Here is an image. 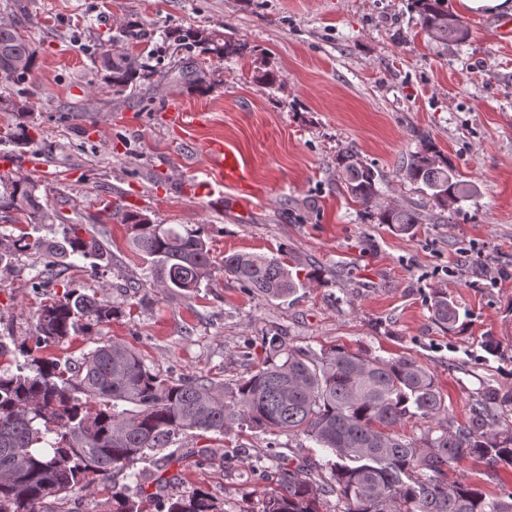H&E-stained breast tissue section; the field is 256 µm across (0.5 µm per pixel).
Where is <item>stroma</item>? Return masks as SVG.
<instances>
[{
  "label": "stroma",
  "mask_w": 512,
  "mask_h": 512,
  "mask_svg": "<svg viewBox=\"0 0 512 512\" xmlns=\"http://www.w3.org/2000/svg\"><path fill=\"white\" fill-rule=\"evenodd\" d=\"M441 6L467 22L466 43L430 41L410 0H0V23L36 51L31 79L0 81V156L11 159L0 175L32 177L47 215L30 224L0 211V232L50 242L80 224L112 252L107 265L73 257L44 290L34 286L42 255L1 264L0 336L11 349L29 346L39 307L75 290L118 314L45 356L79 358L102 336L135 347L151 372L229 385L263 361L266 336L282 333L316 352L413 357L434 374L454 424L490 391L496 418L512 426V40L494 27L512 0ZM129 24L142 33L131 47L121 36ZM189 28L247 52L185 48L177 37ZM125 48L149 72L117 87L99 56ZM267 70L275 84L260 81ZM173 100L201 116L179 134L166 124ZM22 125L26 145L10 138ZM423 133L478 188L452 211L402 176ZM214 138L245 158L251 194L187 195ZM347 148L377 171L382 201L420 209L424 222L398 232L355 201L336 166ZM128 213L200 230L213 261L206 287L186 296L154 286L129 244ZM235 252L278 255L321 276L296 301L265 302L225 280L224 257ZM437 288L462 328L434 321ZM272 440L233 428L217 454L186 458L166 495L201 491L222 512H260L278 476ZM450 475L491 496L512 490L505 465L464 459Z\"/></svg>",
  "instance_id": "1"
}]
</instances>
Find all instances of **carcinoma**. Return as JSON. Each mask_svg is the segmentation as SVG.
I'll list each match as a JSON object with an SVG mask.
<instances>
[{"label":"carcinoma","mask_w":512,"mask_h":512,"mask_svg":"<svg viewBox=\"0 0 512 512\" xmlns=\"http://www.w3.org/2000/svg\"><path fill=\"white\" fill-rule=\"evenodd\" d=\"M418 24L434 42L461 45L469 28L461 17L439 7L440 0H412ZM16 69L23 83L35 63V50L19 30L0 23V64ZM101 66L112 84L125 87L146 67L132 55L106 53ZM421 149L402 166L406 180L434 204L452 211L475 193L432 142L420 137ZM336 164L347 191L365 206L379 196L376 173L350 149ZM0 210L30 218L44 217L37 185L26 176L0 177ZM377 220L400 232L423 221L422 213L396 205L379 208ZM130 243L147 257L150 277L160 287L186 295L209 281V250L193 231L180 232L128 214ZM73 224L63 238L0 234V263L22 252L42 251L48 262L35 287L48 288L65 260L79 255L111 262L112 255L94 235H80ZM224 277L260 300H285L306 282L292 276L282 259L238 252L224 257ZM436 322L453 328L460 313L448 291H432ZM117 314L112 305L72 290L41 306L34 348L21 350L26 362L16 370L0 366V512H44L51 498L63 504L90 488L104 498L110 512H142L147 488H164L177 479L168 455L156 471H138L134 489L117 490L112 470L128 469L148 452L167 448L178 434L222 435L236 424L259 428L276 437H306L330 455L329 477L314 483L297 465L280 468L279 489L263 501L261 512H319L323 496H336V512H512V491L491 497L470 483L448 480V468L464 458L512 467V430L500 428L491 411V396L476 400L465 425L452 428L448 406L434 375L418 360L387 359L340 347L316 353L295 346L280 334L264 340L265 359L257 370L231 386L214 377L165 378L151 372L135 349L100 340L75 361L39 357L33 349L57 346L74 336L90 335ZM429 423L420 440L398 431L404 421ZM210 498L198 493L186 500L169 498L162 512H212Z\"/></svg>","instance_id":"cac0c4a2"}]
</instances>
